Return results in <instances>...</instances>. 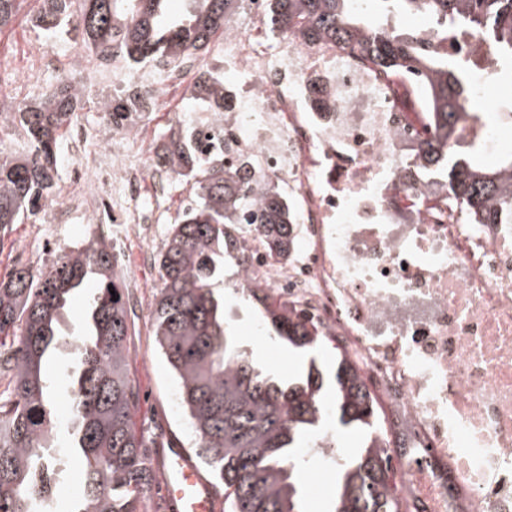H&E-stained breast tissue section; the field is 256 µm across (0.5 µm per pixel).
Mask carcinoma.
Segmentation results:
<instances>
[{
  "label": "carcinoma",
  "mask_w": 512,
  "mask_h": 512,
  "mask_svg": "<svg viewBox=\"0 0 512 512\" xmlns=\"http://www.w3.org/2000/svg\"><path fill=\"white\" fill-rule=\"evenodd\" d=\"M25 0H0V33ZM41 0L36 24L69 26L80 32L90 58L112 56V43L137 64L165 58L176 64L224 33L237 0H185L176 21L161 23L165 0ZM407 13H424L442 30L425 39L363 23L352 0H268L271 31L297 30L312 41L338 42L390 73L425 72L431 83V137L406 157L448 191L472 224L512 223V154L485 167L458 147L471 94L466 73L448 62L437 43L448 30L467 29L495 56L512 62V0H380ZM85 96L73 83L66 94L36 102H9L13 122L31 144L22 155L5 152L0 127V233L22 224L57 200L56 145L72 124ZM190 99L212 112L224 111V76L203 72ZM139 95L110 97L104 113L129 121ZM212 132L199 146L189 127L171 134L164 163L171 177L190 184L191 200L172 224L157 255L161 286L150 313L153 336L179 387L195 437L196 455L224 490V512H304L298 479V451L323 421L322 398H335L336 425L363 431L362 443L336 470L331 512H402L389 484L390 456L384 448L380 415L351 361L336 352V366L316 365V352L329 337L294 313L264 304L275 338L308 359L297 375L280 379L243 349L224 326V259L237 248L235 229L250 224L271 251L288 255L294 218L288 196L247 166L224 169V150ZM94 292L75 339L79 368L71 380L73 409L66 460L84 473L83 495L49 512H150L158 471L146 456L147 439L134 421L139 389L131 377L126 285L108 246L97 237L60 256L47 270L18 268L0 283V374L9 376L0 397V512H39L38 471L62 474L48 450L54 437L50 387L45 366L59 343V326L71 295L85 282Z\"/></svg>",
  "instance_id": "carcinoma-1"
}]
</instances>
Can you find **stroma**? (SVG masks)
<instances>
[{"label": "stroma", "mask_w": 512, "mask_h": 512, "mask_svg": "<svg viewBox=\"0 0 512 512\" xmlns=\"http://www.w3.org/2000/svg\"><path fill=\"white\" fill-rule=\"evenodd\" d=\"M36 0H25L13 24L0 34V97L12 101H30L47 91L61 88L66 80L84 83L88 91L83 107L78 110L77 122L87 133L86 152H96L100 146L98 128L102 123L96 108L99 97L122 94L123 85L113 83L111 77L96 78L92 64L75 67L71 53H84L85 47L79 33L68 30L46 31L36 27ZM186 104L180 96H172L159 110L147 113L141 121L156 148H163L170 131L179 119L185 118ZM143 173V192L131 201V208L154 207L157 228L154 237L147 241L132 242L127 258L118 271L127 283L132 284L130 306L134 311V333L130 345V368L140 389V410L136 421L138 428L161 426L163 441L183 448L187 455H194V437L178 399L177 385L167 364L158 355L150 319V302L161 285L156 254L166 242L167 233L189 199L185 182L167 179L163 193H156L153 172L154 157L142 155L133 149ZM94 235V226L86 217L59 223L50 212L14 225L0 237V283L6 282L13 269L49 267L57 256L80 245ZM234 261L224 263V314L228 318L243 348L251 351L271 373L285 376L302 369L304 357L271 337L262 317L263 307L251 296L244 294L236 279ZM86 294L76 295L63 316L65 337L49 363V370L56 379L54 395L58 405L53 411L56 426L55 445L59 450L69 446L71 415L66 408L69 393V376L75 370L77 357L72 347V337L79 331L83 318Z\"/></svg>", "instance_id": "1"}]
</instances>
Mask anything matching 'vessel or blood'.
Instances as JSON below:
<instances>
[{"label":"vessel or blood","instance_id":"obj_1","mask_svg":"<svg viewBox=\"0 0 512 512\" xmlns=\"http://www.w3.org/2000/svg\"><path fill=\"white\" fill-rule=\"evenodd\" d=\"M164 481L177 512H220V502L208 481L183 449L170 450Z\"/></svg>","mask_w":512,"mask_h":512}]
</instances>
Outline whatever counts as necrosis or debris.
<instances>
[{
	"mask_svg": "<svg viewBox=\"0 0 512 512\" xmlns=\"http://www.w3.org/2000/svg\"><path fill=\"white\" fill-rule=\"evenodd\" d=\"M240 15L224 26V164L251 159L288 188L297 240L269 253L249 226L237 278L255 297L286 305L331 336L376 403L392 457L391 482L412 512H512V224H468L406 151L428 137L427 82L394 79L340 44L292 31L275 53ZM448 46L476 98L499 63L478 36ZM139 69L136 88L158 110L184 69ZM465 144L486 160L512 149V110L495 125L472 117ZM153 154L137 125H101V146L58 212L90 215L115 260L153 237L152 211L130 215L142 182L129 143Z\"/></svg>",
	"mask_w": 512,
	"mask_h": 512,
	"instance_id": "necrosis-or-debris-1",
	"label": "necrosis or debris"
}]
</instances>
